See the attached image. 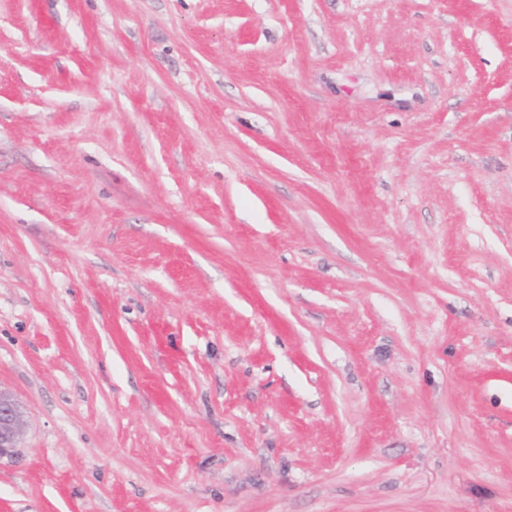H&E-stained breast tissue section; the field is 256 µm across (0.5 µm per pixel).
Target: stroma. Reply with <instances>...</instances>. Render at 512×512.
Here are the masks:
<instances>
[{"label": "stroma", "instance_id": "obj_1", "mask_svg": "<svg viewBox=\"0 0 512 512\" xmlns=\"http://www.w3.org/2000/svg\"><path fill=\"white\" fill-rule=\"evenodd\" d=\"M0 512H512V0H0ZM24 411L18 400L9 392L0 389V460L12 458L24 434Z\"/></svg>", "mask_w": 512, "mask_h": 512}]
</instances>
